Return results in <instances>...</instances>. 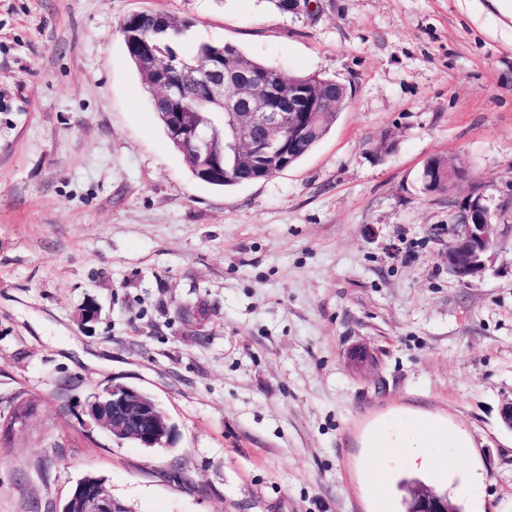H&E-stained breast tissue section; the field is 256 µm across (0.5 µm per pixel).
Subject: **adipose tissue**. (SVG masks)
<instances>
[{"label": "adipose tissue", "instance_id": "1", "mask_svg": "<svg viewBox=\"0 0 512 512\" xmlns=\"http://www.w3.org/2000/svg\"><path fill=\"white\" fill-rule=\"evenodd\" d=\"M361 445L371 451L367 473L373 495L382 501L379 512H392L383 498L397 464L406 463L443 479L453 473L455 459L467 456L472 441L458 426L444 419L422 411L403 410L369 424ZM437 448L452 449L453 461L438 460L433 454Z\"/></svg>", "mask_w": 512, "mask_h": 512}]
</instances>
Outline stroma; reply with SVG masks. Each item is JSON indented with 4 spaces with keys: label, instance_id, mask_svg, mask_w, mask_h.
I'll list each match as a JSON object with an SVG mask.
<instances>
[{
    "label": "stroma",
    "instance_id": "obj_1",
    "mask_svg": "<svg viewBox=\"0 0 512 512\" xmlns=\"http://www.w3.org/2000/svg\"><path fill=\"white\" fill-rule=\"evenodd\" d=\"M317 4L0 0V413L33 406L0 438V512H61L87 474L129 512H374L361 435L408 409L471 437L463 512H512V0ZM145 10L191 20L184 49L352 97L296 164L204 184L125 51ZM433 155L467 180L424 194ZM476 191L498 246L465 284L448 216ZM114 382L154 398L172 448L90 422Z\"/></svg>",
    "mask_w": 512,
    "mask_h": 512
}]
</instances>
